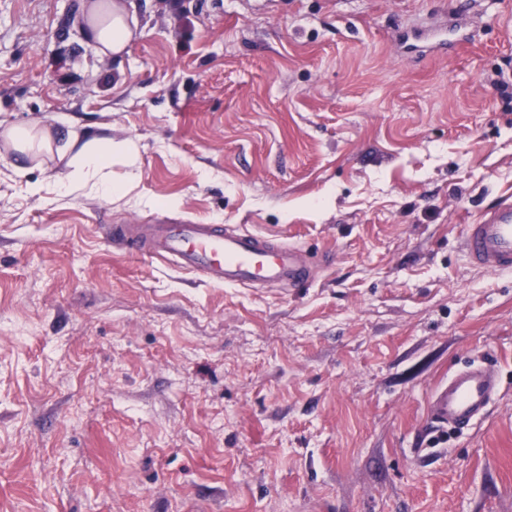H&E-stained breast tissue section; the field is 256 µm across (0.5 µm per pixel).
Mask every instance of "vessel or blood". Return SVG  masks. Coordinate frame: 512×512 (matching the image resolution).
I'll return each instance as SVG.
<instances>
[{
	"instance_id": "obj_1",
	"label": "vessel or blood",
	"mask_w": 512,
	"mask_h": 512,
	"mask_svg": "<svg viewBox=\"0 0 512 512\" xmlns=\"http://www.w3.org/2000/svg\"><path fill=\"white\" fill-rule=\"evenodd\" d=\"M106 233L129 252L147 254L216 286L292 292L311 283L316 265L328 261L327 255L227 224H113ZM461 247L471 265L512 273V196L465 225ZM498 384L496 369L487 363L450 371L430 398L429 424L439 431L473 428L486 416Z\"/></svg>"
}]
</instances>
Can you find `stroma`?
<instances>
[{
	"mask_svg": "<svg viewBox=\"0 0 512 512\" xmlns=\"http://www.w3.org/2000/svg\"><path fill=\"white\" fill-rule=\"evenodd\" d=\"M86 2L0 0V124L135 140L139 201L0 141V512H512V273L461 248L512 195V0H128L104 63ZM444 23L469 42L405 47ZM162 217L333 262L224 288L102 231ZM483 355L488 414L432 444ZM498 384V373L491 364L472 363L450 371L430 398L429 424L436 431L473 428L486 416Z\"/></svg>",
	"mask_w": 512,
	"mask_h": 512,
	"instance_id": "stroma-1",
	"label": "stroma"
}]
</instances>
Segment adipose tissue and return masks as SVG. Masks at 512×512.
I'll list each match as a JSON object with an SVG mask.
<instances>
[{
  "mask_svg": "<svg viewBox=\"0 0 512 512\" xmlns=\"http://www.w3.org/2000/svg\"><path fill=\"white\" fill-rule=\"evenodd\" d=\"M127 16L125 0H87L77 24L87 29L100 60L113 61L127 53L135 38ZM0 137L15 151L64 160L68 172L58 184L62 194L84 191L120 200L133 188L132 180L112 177L115 163L136 165L139 152L132 140L85 139L67 122L63 123L61 132L55 134L39 121L7 126Z\"/></svg>",
  "mask_w": 512,
  "mask_h": 512,
  "instance_id": "obj_1",
  "label": "adipose tissue"
}]
</instances>
